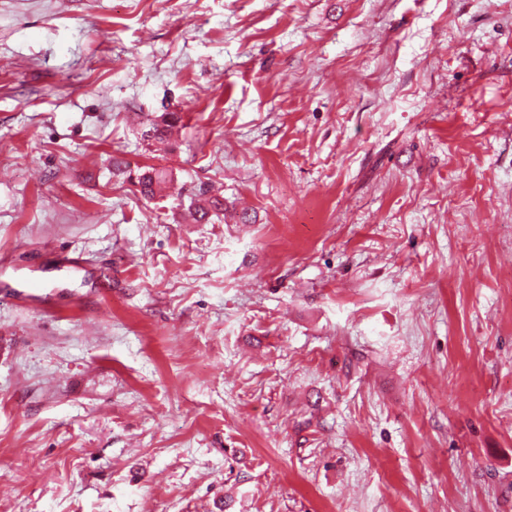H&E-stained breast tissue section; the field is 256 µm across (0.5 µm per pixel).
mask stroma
<instances>
[{"label": "stroma", "mask_w": 512, "mask_h": 512, "mask_svg": "<svg viewBox=\"0 0 512 512\" xmlns=\"http://www.w3.org/2000/svg\"><path fill=\"white\" fill-rule=\"evenodd\" d=\"M0 255V512H512V0H0ZM168 174L163 169L148 168L136 175V183L140 188V193L145 197H154L157 190L166 183ZM207 193L206 189L199 188L191 198L190 208L194 220L198 224L209 223L212 217L219 218L220 214H224V200L218 197H208Z\"/></svg>", "instance_id": "35a3bbf8"}]
</instances>
